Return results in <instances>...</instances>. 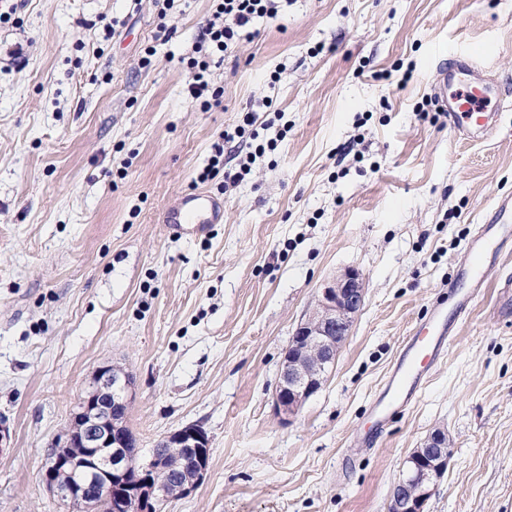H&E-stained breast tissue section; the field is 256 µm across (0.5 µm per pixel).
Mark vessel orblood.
I'll return each mask as SVG.
<instances>
[{
    "label": "vessel or blood",
    "mask_w": 512,
    "mask_h": 512,
    "mask_svg": "<svg viewBox=\"0 0 512 512\" xmlns=\"http://www.w3.org/2000/svg\"><path fill=\"white\" fill-rule=\"evenodd\" d=\"M436 94L449 124L458 132L484 139L495 130L502 90L470 55L459 54L448 68L442 69ZM223 219L220 203L205 191L178 195L162 214L169 235L176 238L201 235L208 225ZM503 239L512 240L511 195L498 199L488 223L481 225L465 250L453 283L457 295L453 312L434 308L430 317L416 327L390 369L372 405L377 422H385L415 402L432 366L448 346L455 318L467 313L476 291L486 285L490 242Z\"/></svg>",
    "instance_id": "vessel-or-blood-1"
}]
</instances>
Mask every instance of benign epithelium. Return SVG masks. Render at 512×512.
Segmentation results:
<instances>
[{
  "instance_id": "7a95c632",
  "label": "benign epithelium",
  "mask_w": 512,
  "mask_h": 512,
  "mask_svg": "<svg viewBox=\"0 0 512 512\" xmlns=\"http://www.w3.org/2000/svg\"><path fill=\"white\" fill-rule=\"evenodd\" d=\"M364 303L363 278L355 269L321 289L284 353L274 392L277 413L295 416L323 387ZM131 399V376L116 364L96 369L78 397L64 447L81 452L52 457L43 474L67 512H100L104 501L112 512H163L172 497L190 493L207 473L210 439L196 424L181 426L161 440V447L177 451L174 460L156 449L146 460L131 451ZM450 447L447 430L436 428L413 449L392 487L387 512H423L447 469Z\"/></svg>"
}]
</instances>
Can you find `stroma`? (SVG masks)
I'll list each match as a JSON object with an SVG mask.
<instances>
[{
	"mask_svg": "<svg viewBox=\"0 0 512 512\" xmlns=\"http://www.w3.org/2000/svg\"><path fill=\"white\" fill-rule=\"evenodd\" d=\"M210 10L179 0L156 42L154 0H0V512H64L42 473L112 363L132 378L141 448L188 423L210 438L205 477L165 512H387L438 427L452 452L424 512H512V260L488 267L417 402L353 444L512 194V93L479 142L456 136L434 93L454 48L512 90V0H289L212 66L224 107L205 112L180 59ZM250 108L275 150L232 190L220 175L197 185ZM199 187L223 199V223L170 237L164 208ZM346 269L365 306L322 389L283 421V352Z\"/></svg>",
	"mask_w": 512,
	"mask_h": 512,
	"instance_id": "obj_1",
	"label": "stroma"
}]
</instances>
